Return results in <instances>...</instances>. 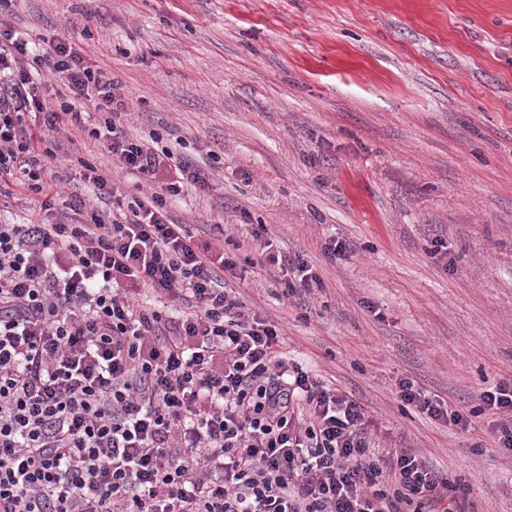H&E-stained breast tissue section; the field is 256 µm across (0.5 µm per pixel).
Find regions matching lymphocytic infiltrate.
Returning <instances> with one entry per match:
<instances>
[{
  "mask_svg": "<svg viewBox=\"0 0 512 512\" xmlns=\"http://www.w3.org/2000/svg\"><path fill=\"white\" fill-rule=\"evenodd\" d=\"M28 60L70 97L49 104ZM128 103L80 46L0 29V183L49 194L45 135L92 108L106 118L91 137L151 188L126 199L89 165L100 207L79 197L63 221L0 224V512H475L417 450L378 453L354 395L289 363L275 325L226 280L260 267L308 293L319 277L269 242L256 265L200 248L167 203L206 175L129 136ZM399 389L472 427L413 382ZM480 403L511 448L512 383Z\"/></svg>",
  "mask_w": 512,
  "mask_h": 512,
  "instance_id": "obj_1",
  "label": "lymphocytic infiltrate"
}]
</instances>
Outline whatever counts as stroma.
<instances>
[{
    "mask_svg": "<svg viewBox=\"0 0 512 512\" xmlns=\"http://www.w3.org/2000/svg\"><path fill=\"white\" fill-rule=\"evenodd\" d=\"M0 22L87 47L127 89L125 130L208 173L172 202L197 244L214 225L260 261L272 241L320 290L261 271L245 308L290 363L354 394L378 448H416L477 512H512V453L398 397L407 379L466 411L512 378V0H12ZM56 135L61 192L0 196V222L53 224L89 198V163L126 194L87 130ZM351 243L332 257L331 240Z\"/></svg>",
    "mask_w": 512,
    "mask_h": 512,
    "instance_id": "1",
    "label": "stroma"
}]
</instances>
